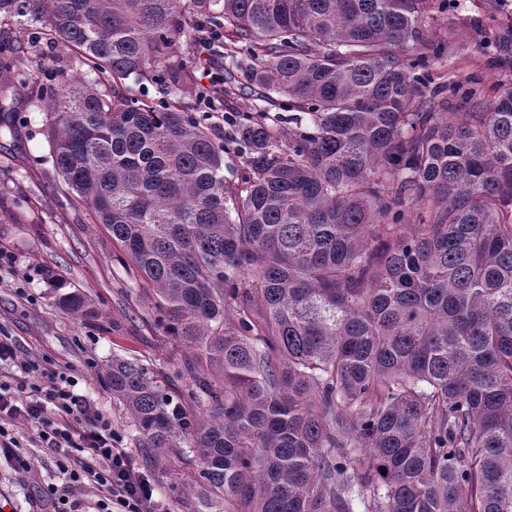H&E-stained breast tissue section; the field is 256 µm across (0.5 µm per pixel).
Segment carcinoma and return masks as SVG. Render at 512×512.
<instances>
[{"mask_svg":"<svg viewBox=\"0 0 512 512\" xmlns=\"http://www.w3.org/2000/svg\"><path fill=\"white\" fill-rule=\"evenodd\" d=\"M459 6L0 0L81 70L38 94L58 190L193 349L177 398L127 361L107 372L147 447L199 460L190 512H512V84L435 82L448 45L424 19ZM185 35L233 58L214 101L192 53L169 62ZM27 54L0 44V112ZM240 76L290 114L216 132L197 110Z\"/></svg>","mask_w":512,"mask_h":512,"instance_id":"1","label":"carcinoma"}]
</instances>
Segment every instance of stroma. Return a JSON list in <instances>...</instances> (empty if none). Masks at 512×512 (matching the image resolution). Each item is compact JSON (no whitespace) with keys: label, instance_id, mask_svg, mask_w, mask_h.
I'll list each match as a JSON object with an SVG mask.
<instances>
[{"label":"stroma","instance_id":"1","mask_svg":"<svg viewBox=\"0 0 512 512\" xmlns=\"http://www.w3.org/2000/svg\"><path fill=\"white\" fill-rule=\"evenodd\" d=\"M505 28H512V0H465L464 11L453 20L435 14L424 33L447 41L455 67H435L434 76L476 75L489 87L511 84L512 65L493 51L472 49L478 35L492 38ZM17 39L31 49L32 87L22 91L8 126H0V250L16 259L15 267H0V333L14 337L26 356L67 367L76 392L111 422L120 447L151 476L170 512H188L199 479L197 462L173 448L166 464L157 465L113 397L106 371L113 359H124L147 369L167 389L181 390L187 381L177 377L176 366L189 349L159 331L152 292L135 279L111 237L86 208L70 206L56 190L58 177L44 135L46 114L35 88L74 80L76 63L70 54L48 48L36 31L0 26L1 41ZM58 276L87 294L95 316L55 304L50 281ZM23 452L33 459L34 472L13 470L0 458V512H41L47 486L67 479L55 455L31 444Z\"/></svg>","mask_w":512,"mask_h":512}]
</instances>
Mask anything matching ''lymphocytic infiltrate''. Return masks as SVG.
<instances>
[{
    "label": "lymphocytic infiltrate",
    "instance_id": "f902f5d3",
    "mask_svg": "<svg viewBox=\"0 0 512 512\" xmlns=\"http://www.w3.org/2000/svg\"><path fill=\"white\" fill-rule=\"evenodd\" d=\"M74 387L65 372L37 369L13 337L0 336V455L16 470L33 471L31 459L16 452L23 433L59 457L68 480L48 487L46 512H80L89 498L96 512H167L150 479L119 448L111 422Z\"/></svg>",
    "mask_w": 512,
    "mask_h": 512
}]
</instances>
